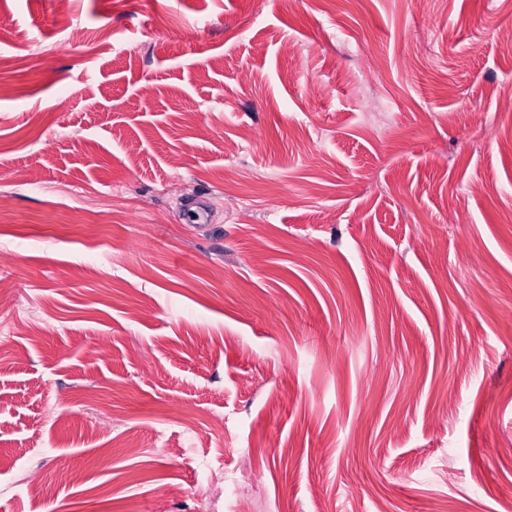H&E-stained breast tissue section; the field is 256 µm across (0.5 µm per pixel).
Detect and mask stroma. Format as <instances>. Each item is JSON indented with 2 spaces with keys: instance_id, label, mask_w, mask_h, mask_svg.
I'll return each instance as SVG.
<instances>
[{
  "instance_id": "35a3bbf8",
  "label": "stroma",
  "mask_w": 512,
  "mask_h": 512,
  "mask_svg": "<svg viewBox=\"0 0 512 512\" xmlns=\"http://www.w3.org/2000/svg\"><path fill=\"white\" fill-rule=\"evenodd\" d=\"M511 33L512 0H0V512H197L221 473L218 512H502Z\"/></svg>"
}]
</instances>
